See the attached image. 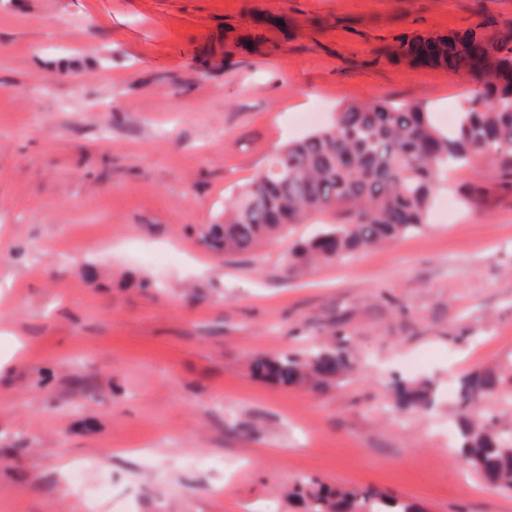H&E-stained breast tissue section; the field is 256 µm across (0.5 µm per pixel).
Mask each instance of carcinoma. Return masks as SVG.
I'll return each mask as SVG.
<instances>
[{
  "mask_svg": "<svg viewBox=\"0 0 512 512\" xmlns=\"http://www.w3.org/2000/svg\"><path fill=\"white\" fill-rule=\"evenodd\" d=\"M478 22L444 36H401L391 46L399 61L469 72L481 85L466 100L454 126L443 129L432 113L387 100L350 105L333 122L282 146L265 172L239 188L224 206V222L202 231L216 252L251 251L288 234L312 216L329 221L289 254L297 271L317 262H341L351 254L405 238L425 225L438 179L493 155L512 170V21L498 35ZM252 375L282 388L321 393L357 371L349 349L336 342L300 353L259 355ZM399 408L433 406L428 383L396 379ZM512 378L492 369L463 374L455 393V457L486 485L512 492ZM304 512H418L412 503L370 491L330 487L303 478L288 489Z\"/></svg>",
  "mask_w": 512,
  "mask_h": 512,
  "instance_id": "carcinoma-1",
  "label": "carcinoma"
}]
</instances>
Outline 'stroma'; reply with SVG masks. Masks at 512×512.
Masks as SVG:
<instances>
[{
	"instance_id": "stroma-1",
	"label": "stroma",
	"mask_w": 512,
	"mask_h": 512,
	"mask_svg": "<svg viewBox=\"0 0 512 512\" xmlns=\"http://www.w3.org/2000/svg\"><path fill=\"white\" fill-rule=\"evenodd\" d=\"M484 17L512 0H0V512H297L306 476L512 512L448 449L459 377L512 375L497 159L441 176L420 232L297 274L314 225L226 257L199 236L309 105L457 112L473 78L382 49ZM334 330L359 369L328 391L251 375ZM422 350L415 415L391 379ZM395 397L399 408L409 412H425L433 406V393L428 383L415 379H396Z\"/></svg>"
}]
</instances>
